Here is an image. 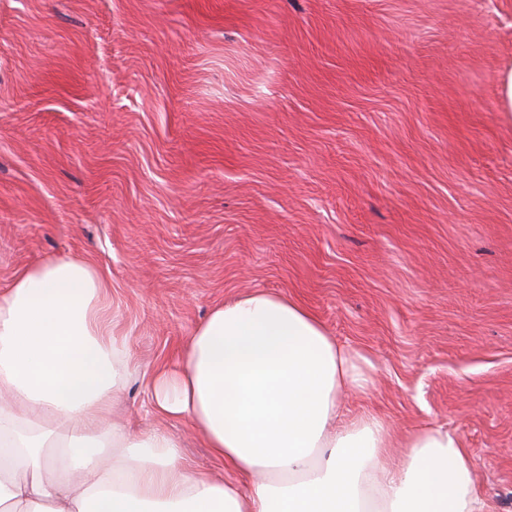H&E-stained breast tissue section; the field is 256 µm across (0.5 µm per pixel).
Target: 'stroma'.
<instances>
[{
  "mask_svg": "<svg viewBox=\"0 0 512 512\" xmlns=\"http://www.w3.org/2000/svg\"><path fill=\"white\" fill-rule=\"evenodd\" d=\"M512 0H0V283L93 262L117 409L211 311L300 301L375 369L351 414L455 431L512 512Z\"/></svg>",
  "mask_w": 512,
  "mask_h": 512,
  "instance_id": "35a3bbf8",
  "label": "stroma"
}]
</instances>
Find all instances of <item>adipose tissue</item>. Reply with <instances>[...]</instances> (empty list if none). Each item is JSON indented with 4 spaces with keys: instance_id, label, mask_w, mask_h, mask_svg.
I'll return each instance as SVG.
<instances>
[{
    "instance_id": "1",
    "label": "adipose tissue",
    "mask_w": 512,
    "mask_h": 512,
    "mask_svg": "<svg viewBox=\"0 0 512 512\" xmlns=\"http://www.w3.org/2000/svg\"><path fill=\"white\" fill-rule=\"evenodd\" d=\"M110 288L73 258L0 286V512H489L454 431L419 427L394 460L390 424L339 400L374 387L367 357L261 289L215 308L151 380L154 409L188 421L221 472L165 431L131 433Z\"/></svg>"
}]
</instances>
